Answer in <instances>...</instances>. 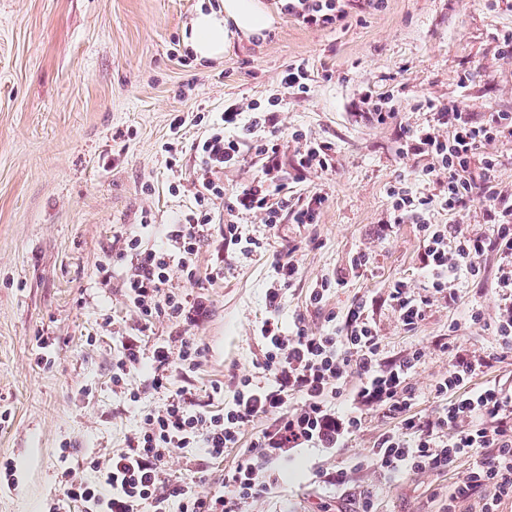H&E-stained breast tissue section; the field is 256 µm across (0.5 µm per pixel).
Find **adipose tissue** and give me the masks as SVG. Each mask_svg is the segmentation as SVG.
<instances>
[{"mask_svg":"<svg viewBox=\"0 0 512 512\" xmlns=\"http://www.w3.org/2000/svg\"><path fill=\"white\" fill-rule=\"evenodd\" d=\"M221 12L197 11L185 41L201 59L222 58L231 38L259 36L275 21L263 0H221Z\"/></svg>","mask_w":512,"mask_h":512,"instance_id":"1","label":"adipose tissue"}]
</instances>
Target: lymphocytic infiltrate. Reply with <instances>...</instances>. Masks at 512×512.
Instances as JSON below:
<instances>
[{"instance_id":"lymphocytic-infiltrate-1","label":"lymphocytic infiltrate","mask_w":512,"mask_h":512,"mask_svg":"<svg viewBox=\"0 0 512 512\" xmlns=\"http://www.w3.org/2000/svg\"><path fill=\"white\" fill-rule=\"evenodd\" d=\"M384 0H274L281 14L306 27L339 26L352 15L379 10ZM268 107L232 104L191 144L200 160L196 208L185 214L168 233L167 247H144L141 236L124 238L123 255L131 259L132 273L123 283L125 295L143 323L165 318L192 326L208 314L204 297L188 298L169 288L170 271L180 268L187 281H195L199 269L195 257L212 221L210 204L224 194L214 178L225 168L240 165L252 155L261 175L244 187L227 211L259 214L263 224L275 228L282 220L293 224L315 223L326 198L311 192L289 201L281 182V146L271 126ZM512 139V114L492 112L475 120L459 104L437 107L435 123L413 132L405 142V154L429 157L426 169L433 181L442 182L441 198L408 191L404 184L390 189L389 221L413 223L426 273L425 293L403 280L392 283L388 298L405 330H414L426 317L433 299L455 305V283L461 277H484L481 259L494 254L497 265L492 279L500 301L493 332L498 338L500 359L512 357V193L502 190L494 172L499 165L488 144ZM449 211L481 205L487 230L469 231L459 224L432 223L433 204ZM335 322L332 333H316L303 322L284 329L266 320L260 335L266 352L261 368L268 377L260 383L245 375L235 382L232 401L213 411L196 403L187 392L171 396L160 411L145 413L129 447L107 460L91 459L95 479L78 477L74 468L63 467L59 484L62 496L49 512H243L250 500L264 495L278 479L276 461L291 448L347 447L366 422L368 411L388 421L369 449L367 458L390 475L430 469L455 472L462 459L471 465L455 482L449 504L470 498L479 490H493L483 512H498L512 500V389L488 378L489 360L461 349L455 350L448 371L432 386L435 397L447 398V406L435 415L416 410L418 395L410 375L425 356L414 348L384 362L383 345L367 313V304L353 302L345 313H329ZM202 351L189 338L178 350L159 345L153 350V388L169 383L170 367L192 373L201 365ZM480 387H471L473 378ZM301 404L289 408L290 399ZM263 428H256V421ZM252 438H245L247 428ZM175 448H202L211 458L223 457L225 449L239 451L234 466L225 469L216 489L203 491L194 473L176 481L164 475L166 458Z\"/></svg>"}]
</instances>
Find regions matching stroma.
<instances>
[{
  "mask_svg": "<svg viewBox=\"0 0 512 512\" xmlns=\"http://www.w3.org/2000/svg\"><path fill=\"white\" fill-rule=\"evenodd\" d=\"M200 0H0V464L15 468L14 485L0 484V512H47L59 498L62 465L90 476L86 462L125 449L141 415L185 390L221 407L233 375H258L265 348L260 326L276 263L291 256L299 275L284 289L277 313L316 332L333 331L328 312L366 301L386 360L419 347L425 356L410 381L418 412L437 411L430 386L448 369V346L483 356L499 352L498 316L488 279L497 259L482 264L486 281L460 280L459 301H436L423 322L406 331L386 299L395 280L423 291L421 243L412 224L386 225L389 190L405 181L412 192L439 190L423 173L427 158L402 153L406 130L432 123V108L457 102L475 117L512 113V58L497 37L512 30V0H385L381 10L351 18L343 29L308 28L286 16L263 40L232 39L220 60L195 58L183 31ZM302 62L311 73L303 95L282 91L281 72ZM394 98L397 116L377 123L365 92ZM278 95L274 114L280 162L290 198L317 191L326 202L314 224L269 229L259 215L239 212L246 235L262 239L263 255L224 247L225 201L257 176L252 160L225 169L210 235L196 260L201 276L187 282L172 269L169 288L208 299L206 319L189 336L203 363L193 374L173 371L168 389L154 390L146 371L126 389L112 385L122 337L139 318L123 280L131 267L120 254L136 233L160 245L179 216L194 206L199 160L190 149L203 125L225 106ZM183 116L185 149L170 158L163 145ZM332 143L330 171L300 169L294 133ZM366 251L371 264L345 287L331 289L322 308L306 303L317 280ZM224 269L223 280L207 277ZM480 308L483 324L466 319ZM456 332H449V324ZM138 335V334H137ZM225 392L211 396L213 384ZM138 393L131 402L130 393ZM388 424L377 412L351 447L297 448L278 465L282 479L246 512H357L372 496L375 512H443L455 475L432 470L387 476L364 457ZM238 451L210 459L198 448H175L166 476L201 472L215 487Z\"/></svg>",
  "mask_w": 512,
  "mask_h": 512,
  "instance_id": "1",
  "label": "stroma"
}]
</instances>
